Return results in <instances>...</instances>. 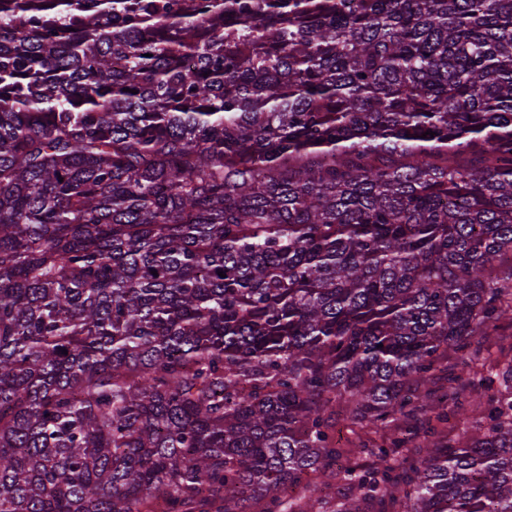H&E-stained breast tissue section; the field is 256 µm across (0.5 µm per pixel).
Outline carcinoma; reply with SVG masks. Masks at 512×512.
I'll return each instance as SVG.
<instances>
[{
    "label": "carcinoma",
    "instance_id": "obj_1",
    "mask_svg": "<svg viewBox=\"0 0 512 512\" xmlns=\"http://www.w3.org/2000/svg\"><path fill=\"white\" fill-rule=\"evenodd\" d=\"M506 320L512 0H0V512H512ZM511 330L505 323L499 330L501 336H475L471 340L468 353L472 359L473 371L477 379L490 375L491 367L498 361L512 357ZM459 403L453 407L452 403L448 404V412L451 413L452 416L450 424H448V436L458 440L460 442H464L471 434L475 432L474 428H468L476 424L481 418L480 413L476 409L475 405L471 401L469 395L463 394L458 400ZM468 422L467 427L459 425V420ZM465 430H468V434H464Z\"/></svg>",
    "mask_w": 512,
    "mask_h": 512
}]
</instances>
